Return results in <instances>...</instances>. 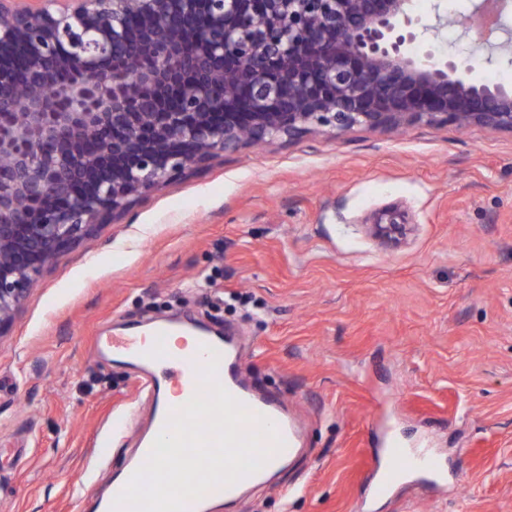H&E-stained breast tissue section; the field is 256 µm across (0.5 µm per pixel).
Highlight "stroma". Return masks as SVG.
Returning <instances> with one entry per match:
<instances>
[{
  "label": "stroma",
  "mask_w": 512,
  "mask_h": 512,
  "mask_svg": "<svg viewBox=\"0 0 512 512\" xmlns=\"http://www.w3.org/2000/svg\"><path fill=\"white\" fill-rule=\"evenodd\" d=\"M397 200L416 230L384 251L355 219ZM160 323L233 328L239 380L302 435L210 512H512V132L244 147L97 225L0 338V512H93L153 409L108 343ZM393 441L440 479L373 498Z\"/></svg>",
  "instance_id": "35a3bbf8"
}]
</instances>
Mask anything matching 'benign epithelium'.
Segmentation results:
<instances>
[{
	"label": "benign epithelium",
	"instance_id": "obj_1",
	"mask_svg": "<svg viewBox=\"0 0 512 512\" xmlns=\"http://www.w3.org/2000/svg\"><path fill=\"white\" fill-rule=\"evenodd\" d=\"M435 57L437 0H0V337L40 275L96 225L191 168L240 148L356 127L512 132V64L497 39ZM384 250L415 231L391 202L356 218Z\"/></svg>",
	"mask_w": 512,
	"mask_h": 512
}]
</instances>
